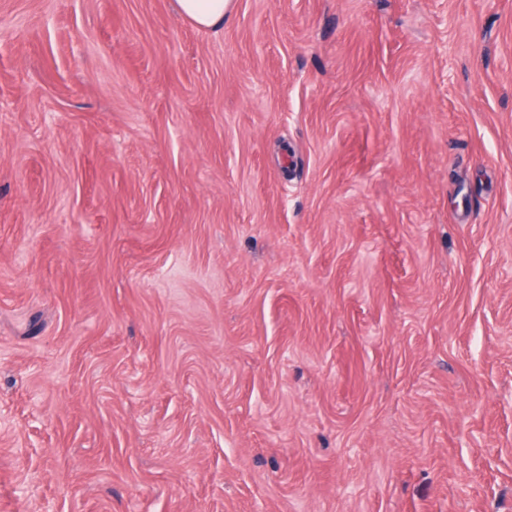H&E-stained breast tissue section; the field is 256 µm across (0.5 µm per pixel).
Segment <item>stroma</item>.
Returning a JSON list of instances; mask_svg holds the SVG:
<instances>
[{
	"label": "stroma",
	"mask_w": 512,
	"mask_h": 512,
	"mask_svg": "<svg viewBox=\"0 0 512 512\" xmlns=\"http://www.w3.org/2000/svg\"><path fill=\"white\" fill-rule=\"evenodd\" d=\"M0 512H512V0H0ZM176 10L201 29L224 24V17L232 7V0H176Z\"/></svg>",
	"instance_id": "1"
}]
</instances>
